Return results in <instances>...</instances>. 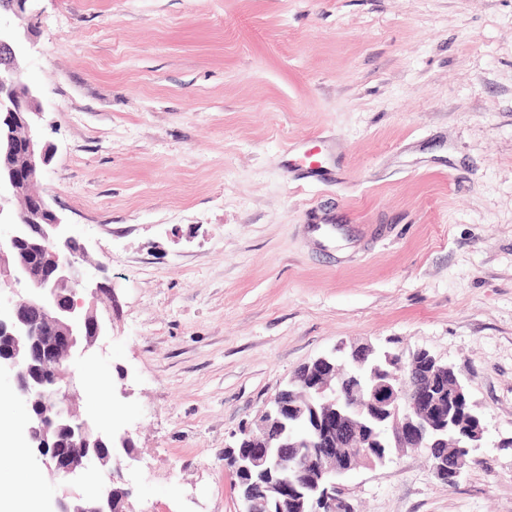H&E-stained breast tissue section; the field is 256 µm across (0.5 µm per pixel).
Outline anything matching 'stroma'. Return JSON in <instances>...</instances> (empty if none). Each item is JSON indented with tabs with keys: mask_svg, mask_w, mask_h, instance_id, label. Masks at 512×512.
Returning a JSON list of instances; mask_svg holds the SVG:
<instances>
[{
	"mask_svg": "<svg viewBox=\"0 0 512 512\" xmlns=\"http://www.w3.org/2000/svg\"><path fill=\"white\" fill-rule=\"evenodd\" d=\"M11 23L54 149L37 189L114 288L76 407L129 432L135 512H238L225 446L342 344L448 362L485 426L452 486L422 449L356 465L354 512H512V0H37Z\"/></svg>",
	"mask_w": 512,
	"mask_h": 512,
	"instance_id": "35a3bbf8",
	"label": "stroma"
}]
</instances>
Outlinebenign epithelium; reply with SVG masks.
<instances>
[{
	"instance_id": "benign-epithelium-1",
	"label": "benign epithelium",
	"mask_w": 512,
	"mask_h": 512,
	"mask_svg": "<svg viewBox=\"0 0 512 512\" xmlns=\"http://www.w3.org/2000/svg\"><path fill=\"white\" fill-rule=\"evenodd\" d=\"M32 0H0V19L20 16ZM0 22V337L10 338L0 350V369L11 372L15 393L28 418L26 448L37 454L49 472L68 485H80L115 463L136 458L128 432L117 433L83 418L74 406L81 381L77 360L97 349L112 324V311L98 312L96 301L113 296L112 284L93 277L87 249L74 252L72 234L50 200L34 189L53 153L40 137L43 108L36 88L23 82L25 39ZM340 346L304 366L289 384L303 385L315 405L312 448L308 453L292 442L288 425L298 406L274 396L259 418L244 426V451L225 461L235 477L239 512H354L339 480L353 465L337 463V450L351 449L359 462L385 463L358 437L363 408L373 406L390 420L388 447L432 449L454 425L456 408H435L434 383L452 366L419 351L409 359L372 348L351 349L354 368L372 361L369 380L351 392L336 389L333 361ZM459 433L460 452L432 462L436 476L454 484L470 448L484 432ZM131 491L110 481L98 482L80 494L67 491L53 512H135Z\"/></svg>"
}]
</instances>
